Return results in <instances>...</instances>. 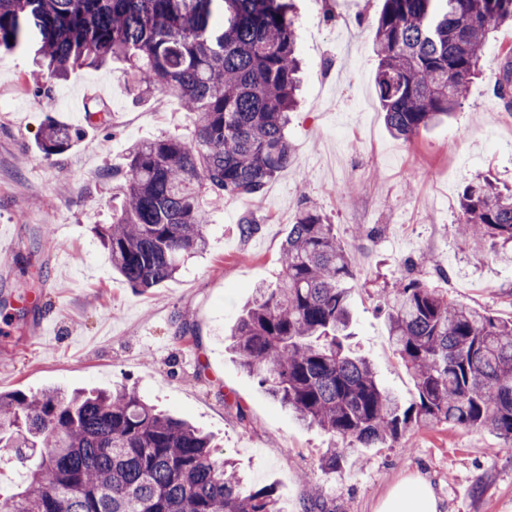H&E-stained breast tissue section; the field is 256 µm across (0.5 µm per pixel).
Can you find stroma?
<instances>
[{
	"label": "stroma",
	"mask_w": 512,
	"mask_h": 512,
	"mask_svg": "<svg viewBox=\"0 0 512 512\" xmlns=\"http://www.w3.org/2000/svg\"><path fill=\"white\" fill-rule=\"evenodd\" d=\"M382 4L293 0L302 85L288 126L292 162L258 196L209 204L207 252L147 293L113 270L93 227L120 205L114 175L130 146L190 137V114L173 97L137 99L119 61L75 68L52 98L33 97L28 87L45 73L34 47L0 50V249L14 251L0 267V392L134 388L210 433L253 487L274 486L283 512H303L312 483L329 512H375L393 487L419 482L438 512H512V452L487 431L420 426L400 445L356 452L343 473L322 471L327 436L296 421L224 345L255 287L275 281L288 226L306 207L353 261L348 344L403 403L414 387L378 301L402 275L512 318V263L456 231L469 180L486 174L512 187V111L493 92L512 26L491 35L456 114L405 141L388 131L376 92ZM95 105L107 109L100 128L87 118ZM50 118L84 131L52 157L38 147ZM248 218L258 229L245 237ZM34 276L41 285L24 298L19 285Z\"/></svg>",
	"instance_id": "obj_1"
}]
</instances>
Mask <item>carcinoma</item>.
Returning a JSON list of instances; mask_svg holds the SVG:
<instances>
[{
  "mask_svg": "<svg viewBox=\"0 0 512 512\" xmlns=\"http://www.w3.org/2000/svg\"><path fill=\"white\" fill-rule=\"evenodd\" d=\"M509 23L512 0H384L375 81L391 133L408 140L460 108L487 39ZM294 28L286 0H0V48L34 43L47 68L35 97L76 66L120 60L138 98L175 95L194 115L191 139L132 146L116 186L123 207L94 226L131 287L157 288L206 250V198L256 196L288 167ZM494 93L512 108V52ZM82 136L50 120L39 146L59 155ZM459 211L476 247L512 243V191L479 175ZM353 279L332 225L305 208L278 277L255 289L229 335L241 367L332 439L323 470L341 472L354 449L389 448L423 425L488 430L511 450L512 320L400 278L381 306L415 388L406 406L345 346ZM0 448L19 462L29 460L24 449H41L27 486L0 500L3 512H281L273 490L252 488L209 435L126 386L0 393Z\"/></svg>",
  "mask_w": 512,
  "mask_h": 512,
  "instance_id": "obj_1",
  "label": "carcinoma"
}]
</instances>
